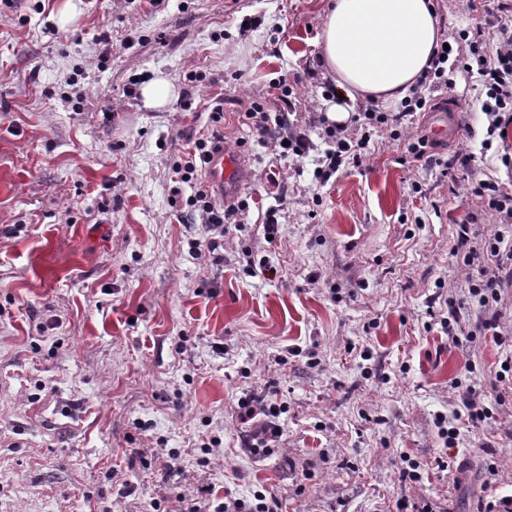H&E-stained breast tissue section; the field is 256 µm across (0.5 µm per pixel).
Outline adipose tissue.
Listing matches in <instances>:
<instances>
[{"label":"adipose tissue","mask_w":512,"mask_h":512,"mask_svg":"<svg viewBox=\"0 0 512 512\" xmlns=\"http://www.w3.org/2000/svg\"><path fill=\"white\" fill-rule=\"evenodd\" d=\"M440 42L432 0H331L320 60L344 98L331 119H349L357 99L405 100Z\"/></svg>","instance_id":"ef3b65f1"}]
</instances>
